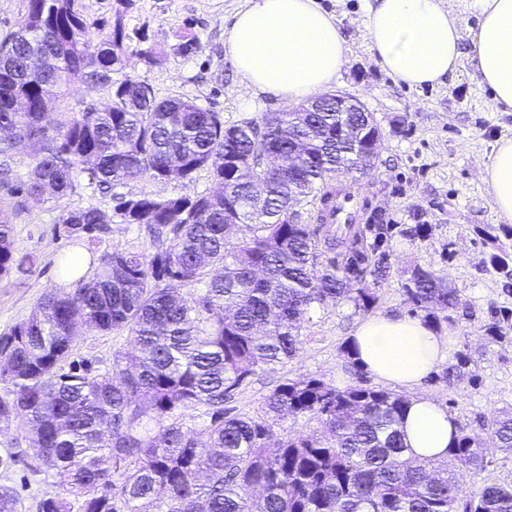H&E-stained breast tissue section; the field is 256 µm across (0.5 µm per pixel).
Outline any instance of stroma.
<instances>
[{
	"label": "stroma",
	"mask_w": 512,
	"mask_h": 512,
	"mask_svg": "<svg viewBox=\"0 0 512 512\" xmlns=\"http://www.w3.org/2000/svg\"><path fill=\"white\" fill-rule=\"evenodd\" d=\"M82 3L90 18L108 20L119 14L128 28L147 35L163 62L149 68L134 59L129 71L152 84L158 97L197 101L219 112L228 126L258 123L265 113L289 109V102L251 89L224 53V27L245 0ZM316 3L336 17L345 42L334 92L360 101L382 130L377 166L357 183L367 214H381L388 226L383 242L366 238L367 245H379L389 266L385 277L370 283L379 296L374 311L412 315L402 285L417 265L436 270L457 291L460 305L452 322L440 330L448 340L444 365L456 363L461 355L469 363L451 385L441 379L444 366L435 367L419 391L443 406L458 426L483 432L494 412L512 406V341H491L487 332L491 306L512 309V293L505 292L504 279L491 264L492 256L512 257V220L496 213L484 180V165L496 143L512 138V112L494 109L489 89L466 58L452 76L434 86L411 88L395 81L370 49V0ZM185 35L199 42L197 52L188 56L177 50ZM31 155V148H17L9 175L0 174V216L13 224L19 249L36 258L30 273L0 278V336L27 320L45 293L71 290V282L59 274L61 254L83 253V273L89 278L103 254L152 250L149 237L135 230H114L104 242L91 246L68 238L58 222L62 208L110 203L87 185L63 204L30 198L24 210H17L11 188L25 180ZM365 317L349 301L313 313L302 330L298 356L276 370L257 371L229 400V408L255 415L263 398L287 378H317L339 389L360 380L378 386V379L343 350ZM124 342L119 334L84 328L73 339V358L96 366L109 361ZM31 446L28 433L0 422V454L27 451L23 462L0 474V484L18 488L28 503L60 492L51 473L32 472Z\"/></svg>",
	"instance_id": "1"
}]
</instances>
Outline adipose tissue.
Masks as SVG:
<instances>
[{
	"mask_svg": "<svg viewBox=\"0 0 512 512\" xmlns=\"http://www.w3.org/2000/svg\"><path fill=\"white\" fill-rule=\"evenodd\" d=\"M477 26H464L441 0H372L366 29L381 67L411 87L435 85L462 54L473 60L497 110L512 112V0H476ZM224 52L252 87L286 101L313 98L336 80L344 40L315 0H249L224 28ZM493 206L512 219V138L498 141L485 168ZM350 347L356 363L387 383L415 390L402 430L414 456L442 460L456 443L450 415L418 388L448 346L420 319L380 314L360 322Z\"/></svg>",
	"mask_w": 512,
	"mask_h": 512,
	"instance_id": "adipose-tissue-1",
	"label": "adipose tissue"
}]
</instances>
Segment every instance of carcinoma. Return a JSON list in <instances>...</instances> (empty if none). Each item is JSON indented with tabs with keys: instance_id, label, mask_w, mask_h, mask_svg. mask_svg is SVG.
Here are the masks:
<instances>
[{
	"instance_id": "1",
	"label": "carcinoma",
	"mask_w": 512,
	"mask_h": 512,
	"mask_svg": "<svg viewBox=\"0 0 512 512\" xmlns=\"http://www.w3.org/2000/svg\"><path fill=\"white\" fill-rule=\"evenodd\" d=\"M97 28V41L88 33ZM32 55L52 64L29 70ZM135 57L162 64L146 35L123 16L89 21L81 0H28L18 29L0 40V156L34 151L24 193L62 201L82 180L111 193L59 217L69 237L102 241L112 225L144 227L150 253L114 251L89 281L82 257L59 259L72 292L44 295L32 316L0 336V422L32 433L34 455L62 495L36 512H512V484L488 480L465 496L463 468L485 469L483 437L458 428L444 461L414 457L400 425L408 399L362 383L338 389L316 378L286 379L262 414L224 408L256 371L302 348L303 323L330 304L371 310L367 278L384 276L386 255L354 239L342 263L336 235L313 221L338 177L365 175L377 155L355 151L343 127L380 136L370 112L302 106L224 126L216 112L180 97H157L126 68ZM107 91V102L75 115L54 108L70 76ZM298 168L272 172L274 154ZM205 170L215 192L159 196L118 193L137 179L189 184ZM34 256L17 249L0 220V276L25 272ZM199 285L188 301L183 287ZM406 301L439 328L458 308L456 291L432 269L414 267ZM508 311L490 339L504 341ZM125 334L131 350L91 366L70 359L77 324ZM205 407L200 432L181 410ZM303 417L308 435L277 436L273 421ZM496 447L512 453V412L492 414ZM24 502L0 486V512Z\"/></svg>"
}]
</instances>
